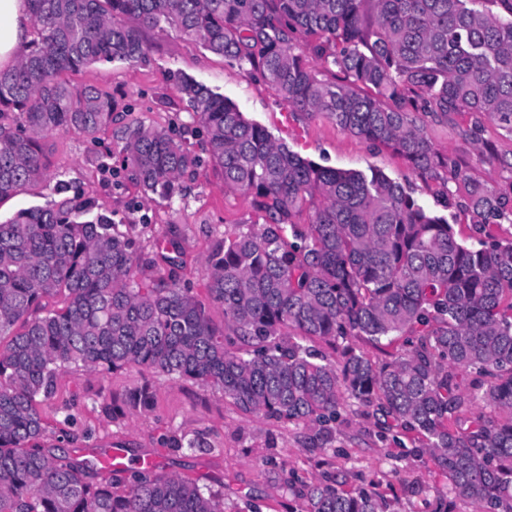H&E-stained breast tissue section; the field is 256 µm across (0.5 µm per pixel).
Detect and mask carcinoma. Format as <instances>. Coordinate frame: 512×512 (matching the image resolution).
Returning a JSON list of instances; mask_svg holds the SVG:
<instances>
[{"mask_svg":"<svg viewBox=\"0 0 512 512\" xmlns=\"http://www.w3.org/2000/svg\"><path fill=\"white\" fill-rule=\"evenodd\" d=\"M35 37L0 70V201L48 178L49 139L114 128L128 178L171 200L196 154L159 126L121 121L111 95L62 75L149 54L168 29L262 81L292 117L322 116L402 159L470 218L459 240L402 183L380 171L326 168L293 152L230 100L172 75L203 124L225 193L247 221L215 239L207 298L186 279L176 234L145 252L85 195L58 184L43 206L0 221V512H224V492L154 468L105 472L79 460L72 413L40 403L67 370L149 369L216 389L244 415L316 429L333 441L354 402L384 431L414 435L448 476L439 512H512V176L490 189L440 151L418 115L489 151L486 123L512 135V0H29ZM165 264L168 278H145ZM61 305L42 311L43 300ZM218 306L224 323H214ZM334 346L335 361L307 341ZM400 342L389 361L356 347ZM143 382L108 416L153 409ZM490 408L488 415L482 408ZM159 445L211 447L165 429ZM304 512H386L374 489L333 477L288 481Z\"/></svg>","mask_w":512,"mask_h":512,"instance_id":"obj_1","label":"carcinoma"}]
</instances>
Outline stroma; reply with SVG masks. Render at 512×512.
Here are the masks:
<instances>
[{"label":"stroma","instance_id":"35a3bbf8","mask_svg":"<svg viewBox=\"0 0 512 512\" xmlns=\"http://www.w3.org/2000/svg\"><path fill=\"white\" fill-rule=\"evenodd\" d=\"M148 39L152 49L147 62L95 64L68 74V81L97 87L119 101L125 119L172 128L196 148L202 129L192 120L171 80L173 74H187L230 99L247 119L267 127L303 158L336 169L381 171L413 188L427 209L444 214L433 189L399 158L371 149L323 117L298 126L285 123L288 106L267 86L176 33H152ZM432 135L441 150L463 157L473 176L486 185L498 186L503 178L512 176V170L491 168L485 153L462 139L457 128L436 126ZM101 139L97 145L74 130L53 137L49 182L1 202L0 216L6 218L19 209L44 204L52 183L63 181L69 194L92 197L115 223L150 225L154 238L177 228L184 239L195 286L204 290L209 246L248 219L246 204L225 195L223 173L209 163L184 183L180 197L165 201L142 195L130 183L120 157L113 153L110 132H102ZM98 156L106 161V168L96 167L94 159ZM148 378L155 384L151 412L116 421L102 413V398L122 393ZM72 404L77 407L74 430L79 437L67 445L71 454L89 458L118 446L133 460L150 455L165 472L223 482L227 500L250 503L255 512H300V500L285 486L293 473L306 481L321 479L330 472L352 483L371 482L377 491L396 497L398 512H436L438 502L448 496L447 477L425 454L417 452L412 435L381 431L374 418L355 405L348 407L337 423L330 447L316 448L308 442V429L261 415H243L220 392L190 381L153 378L145 371L64 373L56 394L42 403L41 410L46 416H59ZM167 427L204 436L212 445L211 451L158 447L156 438Z\"/></svg>","mask_w":512,"mask_h":512}]
</instances>
